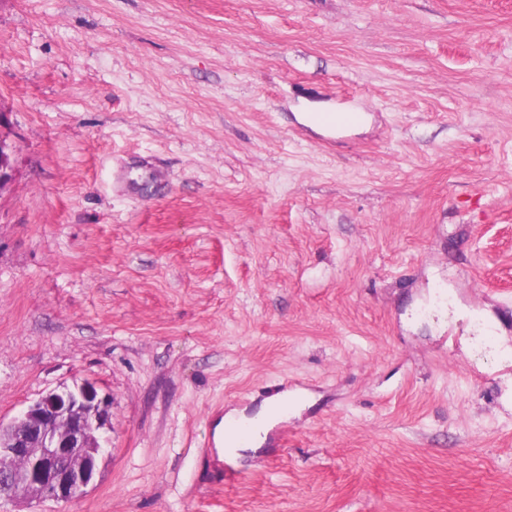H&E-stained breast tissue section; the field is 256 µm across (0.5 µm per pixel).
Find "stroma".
<instances>
[{
	"mask_svg": "<svg viewBox=\"0 0 512 512\" xmlns=\"http://www.w3.org/2000/svg\"><path fill=\"white\" fill-rule=\"evenodd\" d=\"M0 134V420L112 397L28 512H512V0H0ZM280 399V395L273 396L264 401V403L260 406L258 412L251 419H247L245 416V412L243 410L232 409L224 415V418L221 419L217 423L216 432V444L218 446L224 445L225 448H217L218 457L222 461L225 458L229 457L227 453L226 444L228 443V438L226 435V423L229 420L234 421H251L256 419H266L270 422V426L275 424L276 422L283 419L288 413H284L281 415H276V402ZM223 434V435H222Z\"/></svg>",
	"mask_w": 512,
	"mask_h": 512,
	"instance_id": "obj_1",
	"label": "stroma"
}]
</instances>
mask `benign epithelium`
<instances>
[{
  "label": "benign epithelium",
  "mask_w": 512,
  "mask_h": 512,
  "mask_svg": "<svg viewBox=\"0 0 512 512\" xmlns=\"http://www.w3.org/2000/svg\"><path fill=\"white\" fill-rule=\"evenodd\" d=\"M12 146L0 137V194L12 183ZM112 398L88 380L62 384L0 421V501L71 502L94 481L109 442Z\"/></svg>",
  "instance_id": "obj_1"
}]
</instances>
